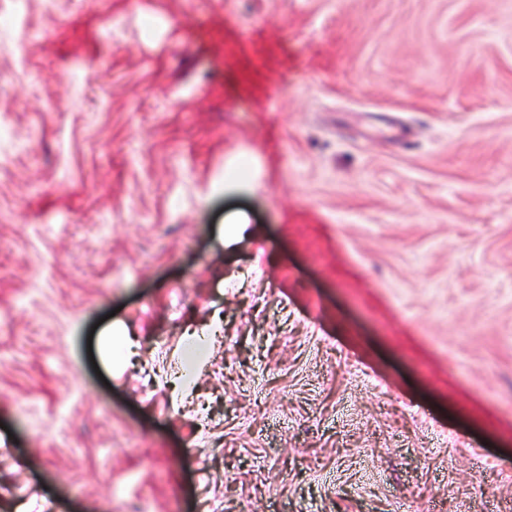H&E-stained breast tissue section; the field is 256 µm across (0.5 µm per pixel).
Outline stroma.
Masks as SVG:
<instances>
[{
    "label": "stroma",
    "mask_w": 512,
    "mask_h": 512,
    "mask_svg": "<svg viewBox=\"0 0 512 512\" xmlns=\"http://www.w3.org/2000/svg\"><path fill=\"white\" fill-rule=\"evenodd\" d=\"M1 15L0 512H512V0Z\"/></svg>",
    "instance_id": "obj_1"
}]
</instances>
